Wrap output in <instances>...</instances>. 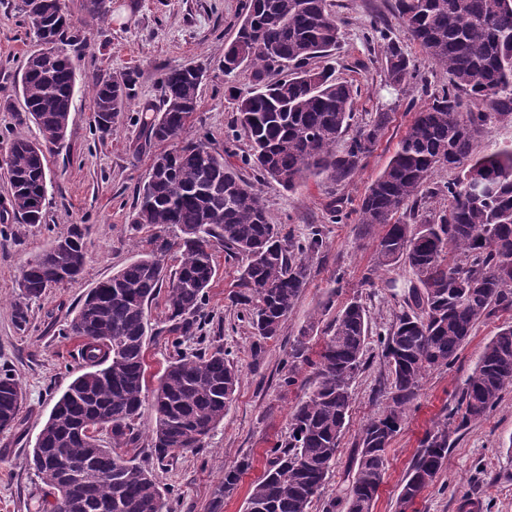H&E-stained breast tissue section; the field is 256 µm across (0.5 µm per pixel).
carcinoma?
Instances as JSON below:
<instances>
[{
	"label": "carcinoma",
	"mask_w": 512,
	"mask_h": 512,
	"mask_svg": "<svg viewBox=\"0 0 512 512\" xmlns=\"http://www.w3.org/2000/svg\"><path fill=\"white\" fill-rule=\"evenodd\" d=\"M328 0H246L235 43L224 53L232 64L252 69L255 87L235 98L237 121L251 144L249 161L263 178L287 189L312 177L339 183L352 178L382 137L389 115L376 113L344 148L355 94L326 68L314 65L340 42ZM23 13H37L36 39L57 41L58 55L41 63L28 56L21 74L24 111L42 133L33 142L15 135L7 147L10 206L23 224H40L51 182L49 137L65 145L77 82L68 52L72 22L63 0H22ZM395 14L408 37L448 72V86L415 113L384 171L370 184L358 210L359 224H379L375 268L402 263L417 284L408 291L410 310L380 335L391 373L385 409L363 427L360 451L339 501L346 512H371L383 481L386 449L401 427L426 373L454 364L474 327L493 310H512V147L478 157L476 138L492 115L459 111L462 95L497 98L500 120H512V0H395ZM386 70L394 84L412 76L401 46L384 44ZM203 76L194 68L162 74V106L146 126L148 141L165 143L139 189L131 223L176 227L182 261L167 275L154 254H145L98 282L81 303L65 335L80 340L81 373L56 401L32 450L29 465L55 502L49 512H164V494L149 470L122 450L136 446L146 388L149 304L164 293L174 355L153 392L152 451L160 462L198 447L224 420L239 381L224 350L192 355L183 336L199 331L204 301L215 276L214 246L245 258L238 300L247 306L254 334L277 337L294 301L308 283L309 257L323 246L319 231L288 241L269 222L255 186L224 162L202 139L184 137L195 112ZM129 85L101 76L92 83L94 126L107 135L126 111ZM455 179L431 186L437 167ZM481 183L483 194L469 192ZM85 232L74 225L36 254L22 271L28 297L79 277L86 263ZM314 323L299 330L290 357L309 360ZM369 338L363 304L352 299L329 326L315 379L288 418V439L272 448L273 459L254 485L247 512H308L336 460L351 409V386L361 371ZM512 384V325L499 328L467 376L447 420L457 433L486 417ZM23 386L0 374V430L20 425ZM105 433L109 445L99 433ZM451 447L448 425L426 434L422 449L398 494L406 512L433 482ZM82 463L72 490L58 481L60 468ZM250 467L243 460L224 469L211 512H223Z\"/></svg>",
	"instance_id": "obj_1"
}]
</instances>
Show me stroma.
Masks as SVG:
<instances>
[{
    "mask_svg": "<svg viewBox=\"0 0 512 512\" xmlns=\"http://www.w3.org/2000/svg\"><path fill=\"white\" fill-rule=\"evenodd\" d=\"M391 0H333L340 23L341 46L322 59L335 77L357 91L353 126L378 112L389 124L348 183L334 185L312 178L294 189L260 179L248 164L250 146L236 124L234 97L254 84L251 69L224 71V50L243 17L245 0H112L106 18L90 15L85 0H64L80 34L70 53L77 67V86L65 146L49 156L48 186L42 223L24 224L9 204L7 170L0 165V372L18 378L24 389L22 423L0 431V512H44L48 489L27 462L38 434L59 394L81 371L77 340L63 331L81 299L99 281L112 276L138 256L151 252L154 228L132 224L140 186L161 147L146 143L144 120L159 108V80L170 68L201 64L207 68L195 121L188 137L207 136L211 146L254 183L267 206L270 223L296 239L320 231L323 246L310 259L311 276L298 296L279 336L260 340L248 313L237 299L241 257L215 247L217 274L208 290L201 337L186 338L185 353L223 349L240 369L233 400L205 447L176 453L165 461L151 454L155 416L143 408L140 441L128 454L167 490L171 512H211L214 492L225 467L250 461L223 512H245L253 485L262 478L271 448L288 434V417L314 380L304 362L289 365L288 355L301 326L313 324L311 353H318L338 311L356 298L367 310L371 338L364 366L352 384L350 417L340 439L336 463L309 512H324L338 496L353 469L362 429L386 405L391 375L377 335L406 311L405 295L413 279L408 266L375 269L380 225L358 223L359 205L371 182L393 156L415 112L429 95L447 86L446 71L411 41L393 15ZM383 17V38L368 37L372 20ZM400 44L415 69L407 84H390L382 55L384 40ZM37 43L21 10V0H0V143L16 134L40 136L23 107L21 69ZM131 78V100L112 132L94 127L91 83L95 77ZM86 233L87 262L74 281L50 288L40 298L26 297L19 283L28 260L67 233L71 225ZM27 313L18 326L16 307ZM155 333L146 350L147 387L155 389L173 348L163 299L150 308ZM512 322V311L498 310L477 322L451 368L430 370L401 430L386 450V471L373 512H396L397 496L420 450L424 436L436 430L458 398L467 375L498 328ZM294 385H285L288 372ZM475 512H512V385L504 388L495 409L452 436L448 458L434 481L417 498L414 512H459L463 501Z\"/></svg>",
    "mask_w": 512,
    "mask_h": 512,
    "instance_id": "1",
    "label": "stroma"
}]
</instances>
